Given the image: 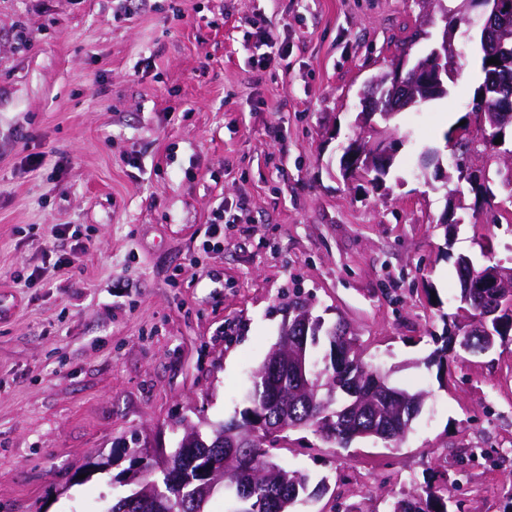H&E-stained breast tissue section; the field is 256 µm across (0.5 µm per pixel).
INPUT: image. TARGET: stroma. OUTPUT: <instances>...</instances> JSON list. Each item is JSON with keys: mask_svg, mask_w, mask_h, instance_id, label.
<instances>
[{"mask_svg": "<svg viewBox=\"0 0 512 512\" xmlns=\"http://www.w3.org/2000/svg\"><path fill=\"white\" fill-rule=\"evenodd\" d=\"M458 3L0 0V512H106L136 450L236 416L298 303L426 399L395 445L289 431L273 461L328 485L295 512H392L427 485L449 512H512V338L446 342L458 258L512 267V215L418 161L503 168L444 140L480 125L474 50L444 98L357 121ZM252 16L286 60L245 41ZM358 137L394 145L381 188L340 167Z\"/></svg>", "mask_w": 512, "mask_h": 512, "instance_id": "35a3bbf8", "label": "stroma"}]
</instances>
